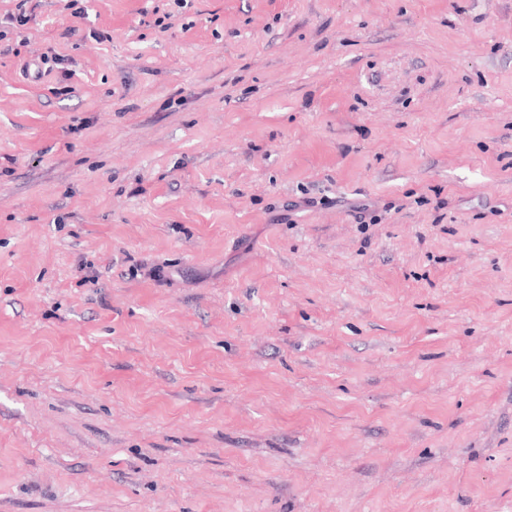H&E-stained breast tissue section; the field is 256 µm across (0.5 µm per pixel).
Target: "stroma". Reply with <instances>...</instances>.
I'll return each instance as SVG.
<instances>
[{
	"instance_id": "1",
	"label": "stroma",
	"mask_w": 512,
	"mask_h": 512,
	"mask_svg": "<svg viewBox=\"0 0 512 512\" xmlns=\"http://www.w3.org/2000/svg\"><path fill=\"white\" fill-rule=\"evenodd\" d=\"M81 5L0 53V512H512V0Z\"/></svg>"
}]
</instances>
